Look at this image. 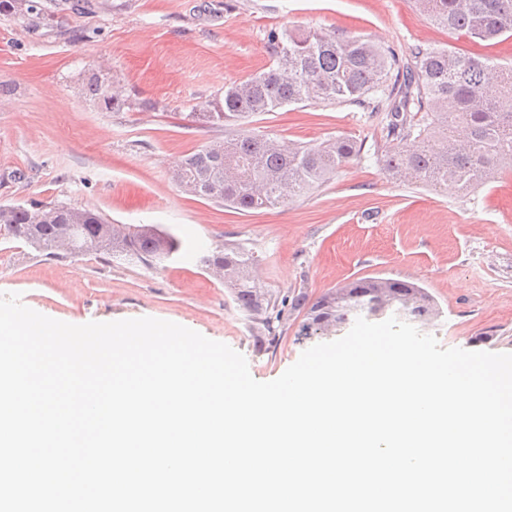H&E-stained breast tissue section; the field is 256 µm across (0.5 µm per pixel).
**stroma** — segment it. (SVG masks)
Returning a JSON list of instances; mask_svg holds the SVG:
<instances>
[{
  "mask_svg": "<svg viewBox=\"0 0 512 512\" xmlns=\"http://www.w3.org/2000/svg\"><path fill=\"white\" fill-rule=\"evenodd\" d=\"M40 17L0 13V204H67L115 224H153L181 242L161 267L91 254L37 256L0 237V292L72 324L137 317L172 321L225 343L252 377H279L311 340L285 313L275 349L230 289L200 266L201 250L253 253L261 286L310 297L385 277L425 288L440 310L419 323L446 348L512 353V170L464 195L390 179L385 116L352 104L304 102L250 118L251 135L318 144L347 136L361 157L288 203L242 212L182 191L190 153L223 140L196 112L266 68L272 28L335 32L407 55L418 44L512 66V37L477 42L438 27L411 0H39ZM106 71L130 102L112 111L85 91Z\"/></svg>",
  "mask_w": 512,
  "mask_h": 512,
  "instance_id": "stroma-1",
  "label": "stroma"
}]
</instances>
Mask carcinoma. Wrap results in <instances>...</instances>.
<instances>
[{"instance_id":"1","label":"carcinoma","mask_w":512,"mask_h":512,"mask_svg":"<svg viewBox=\"0 0 512 512\" xmlns=\"http://www.w3.org/2000/svg\"><path fill=\"white\" fill-rule=\"evenodd\" d=\"M437 25L472 39L492 42L512 36V0H415ZM267 42L275 63L266 71L224 89V98L200 113L205 123L224 124V141L189 154L176 174L194 195L241 210L276 208L330 180L360 157L361 146L347 137L316 145L251 136L239 126L252 115L305 101L349 103L386 113L387 136L414 138L418 146L385 155L386 174L399 182L468 189L489 182L512 163V112L498 100L512 96V68L496 77L479 57L442 47L416 45L402 58L362 39H338L329 31L271 29ZM87 89L108 109L125 100L108 90V78L94 73ZM0 235L23 241L42 256L60 258L62 238L72 237V254L94 252L109 258L158 265L181 243L152 224L120 226L87 209L63 204L31 208L0 205ZM203 268L224 270V286L257 326L254 345L267 351L280 340L286 309L301 310L298 336L336 334L357 317L377 319L391 308L410 321L439 314L434 298L416 283L394 278H360L311 299L301 291L275 298L251 276L254 256L240 247L200 257Z\"/></svg>"}]
</instances>
